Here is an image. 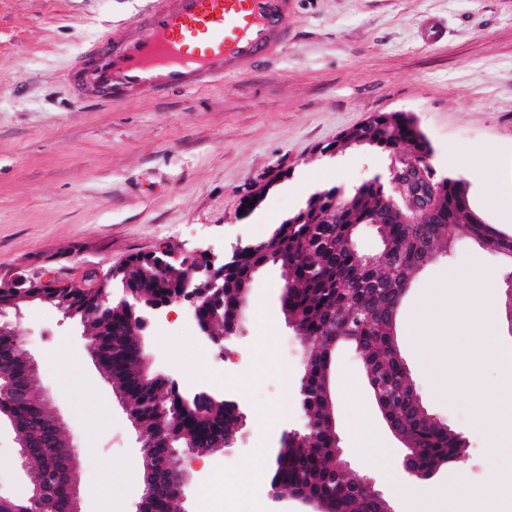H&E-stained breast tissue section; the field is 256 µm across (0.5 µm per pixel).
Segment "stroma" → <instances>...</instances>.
<instances>
[{"instance_id": "stroma-1", "label": "stroma", "mask_w": 512, "mask_h": 512, "mask_svg": "<svg viewBox=\"0 0 512 512\" xmlns=\"http://www.w3.org/2000/svg\"><path fill=\"white\" fill-rule=\"evenodd\" d=\"M148 0H0V283L57 279L82 282L136 253L167 243L185 252H230L269 236L307 199L296 190L347 189L388 171L386 155L368 147L330 151L344 130L379 112H406L432 148L437 175L465 177L483 165L488 178L470 185L483 219L512 235V219L488 199L512 185V0H297L292 39L280 55L213 86L169 94H136L121 103L72 99L67 75L85 45L129 23ZM440 23V40L421 29ZM264 190L259 208L242 216V198ZM491 271V296L506 305L512 270L464 239L415 277L396 316V340L421 403L467 444L455 466L409 482L393 465L405 450L388 430L357 355L341 350L333 364L337 431L353 470L374 477L389 501L424 494L459 471L474 485L512 466V454L486 446L472 423L471 384L498 378L493 367L447 370L440 356L412 342L417 306L448 322L446 298L459 272ZM282 271L255 276L242 331L225 343L238 365L226 395L245 425L237 444L209 454L183 453L188 475L182 512H212L198 490L210 483L226 508L310 512L298 500L270 497L271 466L245 469L257 448L275 456L285 430L302 424L298 403L303 354L281 311ZM193 315L175 301L151 318L145 352L154 371L180 388H210L201 355L206 339L185 330ZM39 363L36 392L80 448L82 501L111 496L118 512H136L142 495L137 431L112 385L90 356L84 329L53 304L36 300L9 316ZM79 359V379L49 362L57 345ZM448 392L439 395L437 381ZM365 422L381 441L361 455L351 434ZM111 470H104V461ZM29 476L14 433L0 423V493L22 496Z\"/></svg>"}]
</instances>
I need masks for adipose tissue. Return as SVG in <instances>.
I'll use <instances>...</instances> for the list:
<instances>
[{
  "instance_id": "ef3b65f1",
  "label": "adipose tissue",
  "mask_w": 512,
  "mask_h": 512,
  "mask_svg": "<svg viewBox=\"0 0 512 512\" xmlns=\"http://www.w3.org/2000/svg\"><path fill=\"white\" fill-rule=\"evenodd\" d=\"M456 296L449 298L448 310L454 317L447 336L416 334L420 348L440 347L448 365L457 367L474 363H496L500 380L484 388L475 397L473 423L483 429L491 448L512 447V353L492 351L486 342L496 327L495 316L486 299L494 279L484 272L460 276ZM466 333L468 342L459 345L458 333ZM512 505V476L495 478L477 487L453 479L428 496H410L402 503V512H505Z\"/></svg>"
}]
</instances>
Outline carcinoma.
I'll list each match as a JSON object with an SVG mask.
<instances>
[{
  "instance_id": "obj_1",
  "label": "carcinoma",
  "mask_w": 512,
  "mask_h": 512,
  "mask_svg": "<svg viewBox=\"0 0 512 512\" xmlns=\"http://www.w3.org/2000/svg\"><path fill=\"white\" fill-rule=\"evenodd\" d=\"M364 145L387 157L399 155L409 169L419 163L432 176L422 184L426 209L403 224L389 216L390 203L399 199L390 179L376 175L345 191L332 186L309 195L298 212L276 225L268 238L247 243L235 266L224 271V296L208 295L197 302L202 324L221 331L239 314V292L250 287L263 267L284 270L288 292L281 294L283 314L293 321L304 355L299 404L305 414L304 450L287 442L274 460L271 485L291 496L319 498L332 512H374L376 504L357 473L336 472V434L331 431V365L337 350L349 345L359 354L368 386L379 410L398 417L400 432L417 449L418 466L429 470L463 455L464 442L448 425L417 415L402 400L400 380L407 376L393 336L391 312L398 308L391 289L410 279L432 239L453 250L467 236L484 248L512 261V235L485 222L470 203L462 178L435 179L429 164L432 149L426 136L404 112L378 113L362 135ZM372 227L380 239L377 257L361 253L356 239ZM162 255H135L126 265L127 284L140 295L130 307L112 300L110 291L89 309L95 316L92 340L112 386L125 397L137 420L162 434L142 463L161 474V483L145 493L149 512H176L170 480L171 444L191 443L205 451L217 436L234 432L238 403L211 390L194 394L148 366L138 332L150 308L180 295L181 276L164 267ZM81 292L79 288H1L0 301L19 294L46 295L52 303ZM33 390L29 369L15 352L14 332L0 331V419L18 425L29 444L23 465L32 469L31 491L24 498L0 494V512H66L67 484L60 448L51 435V411Z\"/></svg>"
}]
</instances>
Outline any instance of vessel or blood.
<instances>
[{
	"label": "vessel or blood",
	"instance_id": "obj_1",
	"mask_svg": "<svg viewBox=\"0 0 512 512\" xmlns=\"http://www.w3.org/2000/svg\"><path fill=\"white\" fill-rule=\"evenodd\" d=\"M294 0H149L129 29L110 30L72 73L82 96L204 87L272 58L288 40Z\"/></svg>",
	"mask_w": 512,
	"mask_h": 512
}]
</instances>
